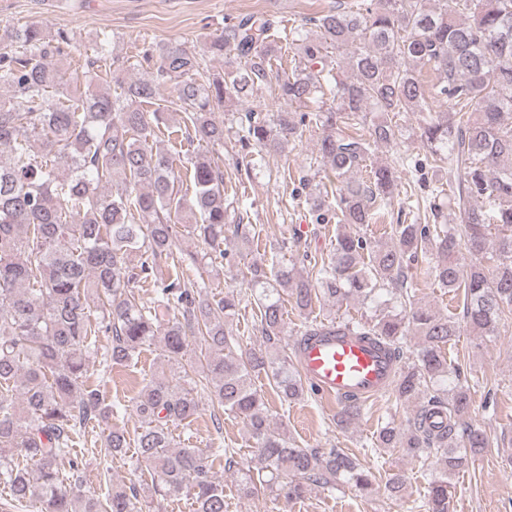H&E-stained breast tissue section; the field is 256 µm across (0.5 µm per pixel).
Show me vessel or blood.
<instances>
[{"mask_svg": "<svg viewBox=\"0 0 512 512\" xmlns=\"http://www.w3.org/2000/svg\"><path fill=\"white\" fill-rule=\"evenodd\" d=\"M296 362L317 395L330 402H364L386 393L398 374V362L385 345L329 326L294 342Z\"/></svg>", "mask_w": 512, "mask_h": 512, "instance_id": "1", "label": "vessel or blood"}]
</instances>
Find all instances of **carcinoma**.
<instances>
[{
    "label": "carcinoma",
    "mask_w": 512,
    "mask_h": 512,
    "mask_svg": "<svg viewBox=\"0 0 512 512\" xmlns=\"http://www.w3.org/2000/svg\"><path fill=\"white\" fill-rule=\"evenodd\" d=\"M334 0L304 17L315 35L287 32L262 15L248 14L224 27L206 47L224 56V74L204 82L205 57L168 43L108 64L109 40L97 42L95 79L120 92L92 89L93 80L61 68L66 36L53 38L37 22L20 30L0 27V483L12 500L33 512H143L136 484L116 483L104 493H82L74 440L89 425L108 419L112 406L87 384V359L98 354L97 336L112 334L101 353L102 371L132 361L155 346L168 371L150 380L132 402L139 420L136 465L151 474L148 496H190L196 512H225L224 482L213 463L232 448L180 446L171 427L190 425L202 396L242 420L258 466L237 468L241 494L273 493L297 500L317 484L372 489L367 473L344 450L295 448L284 429L270 425L255 377L263 374L282 405L301 399L306 382L281 345L282 301L291 299L306 317L325 298L374 299L385 291L400 303L352 330L389 346L399 363L392 388L396 402L419 400L408 425L387 422L378 449L397 448L428 472L425 512H450L451 479L468 459L490 445L487 432L468 422L471 386L448 383L444 349L460 324L427 306L409 307V263L432 256L437 285L463 293L464 320L477 336H494L512 312V0ZM297 50L291 72L273 68L279 43ZM336 57H331V51ZM150 68L128 81L126 70ZM438 77L431 108L423 68ZM302 113H269L263 90ZM173 93L187 140L224 145V124L214 112L247 102L238 118L239 141L259 152L281 153L302 137L303 127L322 130L317 154L338 180L328 214L351 226L385 215L396 188V170L378 164L369 179L352 178L375 150L394 144L392 118L420 116L422 140L436 173L448 175V202L434 217L459 223L398 224L397 243L368 246L351 232L309 276L295 267L268 270L253 263L254 303L266 346L242 353L230 320L243 297L218 299L188 288L180 269L213 265L204 254L174 255L190 233L206 245L247 240L244 216L229 215L224 171L205 155L191 168L194 192L179 194L174 158L149 145L162 112L149 111L161 88ZM332 105L307 110L325 96ZM120 188L112 191V183ZM482 204H470L472 199ZM367 258H362V255ZM141 278L155 285L149 301L129 289ZM419 342L408 345V335ZM439 407L448 425L431 431L426 420ZM129 439L112 429L99 453L122 455ZM22 457L23 465L15 458ZM71 476H66L64 466Z\"/></svg>",
    "instance_id": "obj_1"
}]
</instances>
